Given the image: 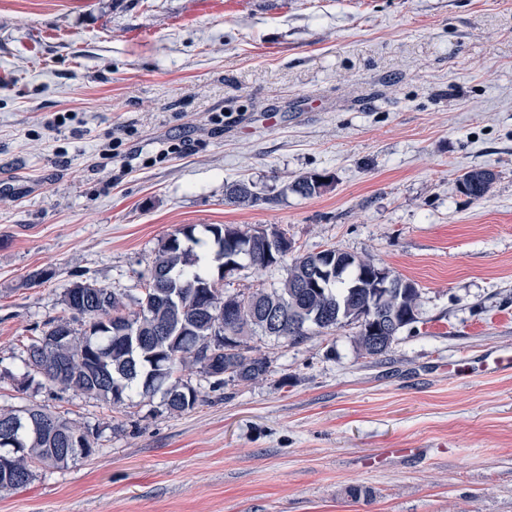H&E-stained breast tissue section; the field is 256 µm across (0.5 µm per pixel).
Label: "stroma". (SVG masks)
<instances>
[{
    "mask_svg": "<svg viewBox=\"0 0 512 512\" xmlns=\"http://www.w3.org/2000/svg\"><path fill=\"white\" fill-rule=\"evenodd\" d=\"M473 168L496 174L479 200ZM238 179L268 203L227 204ZM190 224L372 257L417 283L418 320L378 358L348 326L255 337L268 378L192 374L179 415L25 384L72 282L134 301ZM487 351L512 354V0H0V408L97 446L0 512H512V373ZM496 178V174L489 169H471L458 179V186L462 193L473 198L481 199L489 191Z\"/></svg>",
    "mask_w": 512,
    "mask_h": 512,
    "instance_id": "obj_1",
    "label": "stroma"
}]
</instances>
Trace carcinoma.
<instances>
[{
  "label": "carcinoma",
  "instance_id": "obj_1",
  "mask_svg": "<svg viewBox=\"0 0 512 512\" xmlns=\"http://www.w3.org/2000/svg\"><path fill=\"white\" fill-rule=\"evenodd\" d=\"M495 178L489 169H471L461 175L458 186L478 200L488 193ZM323 179L321 174L303 176L291 190L312 197L326 186ZM225 200L259 206L271 198L238 180L226 186ZM206 231L222 261L218 275L200 264L194 252L200 240L195 227L186 226L167 239L152 261L136 311H127L123 297L106 288L87 281L72 283L64 294L69 316L49 322L47 330L26 346L25 383L41 386L47 382L72 389L114 408L123 407L135 394L144 398L158 394L168 411L183 413L194 410L202 399L182 373L196 371L223 385L225 354H215L207 366L201 354L215 344L222 350L229 347L224 342L228 337H241L232 346L233 356L241 363L235 380L258 383L267 378L270 364L248 342L257 334L268 335L271 328L287 337L289 344L298 345L313 335L352 325L356 349L364 357L376 358L392 348L404 328L416 323L417 284L397 274L393 287L378 294L377 273L387 267L369 257L329 248L322 257L283 252L271 260L265 257L264 245L270 239L285 238L281 230L211 224ZM245 243L254 245L251 265L261 269L287 265L280 287L233 293L224 289V265L234 261L236 250ZM220 298L240 304L236 322L224 320ZM375 299L386 321L395 324L390 333L368 334L358 325L359 314ZM115 315L129 318L130 335L119 337L106 329ZM74 321L85 326L92 322L99 330L79 332L72 326ZM62 332L65 339L61 342L44 340ZM68 440L74 441V447L71 459L64 460L58 449L66 447ZM95 452L89 430L61 414L40 407L0 408V489L23 487L37 468H64Z\"/></svg>",
  "mask_w": 512,
  "mask_h": 512
}]
</instances>
